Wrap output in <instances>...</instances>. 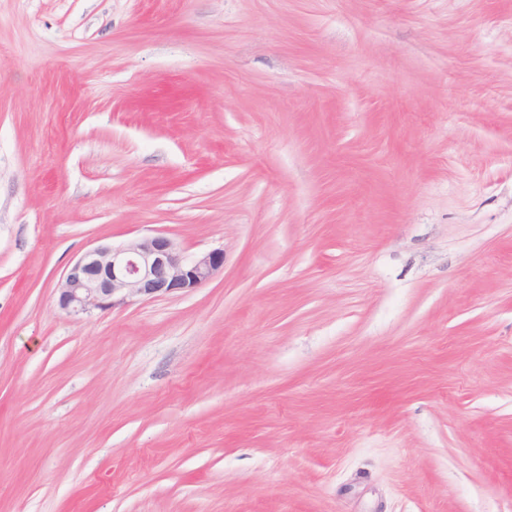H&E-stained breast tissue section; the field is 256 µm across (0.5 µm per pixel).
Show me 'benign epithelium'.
I'll list each match as a JSON object with an SVG mask.
<instances>
[{
    "label": "benign epithelium",
    "mask_w": 512,
    "mask_h": 512,
    "mask_svg": "<svg viewBox=\"0 0 512 512\" xmlns=\"http://www.w3.org/2000/svg\"><path fill=\"white\" fill-rule=\"evenodd\" d=\"M223 269L224 250L187 258L162 234L119 246L99 244L67 267L57 287V306L81 320L135 301L191 292Z\"/></svg>",
    "instance_id": "7a95c632"
}]
</instances>
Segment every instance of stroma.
<instances>
[{"mask_svg":"<svg viewBox=\"0 0 512 512\" xmlns=\"http://www.w3.org/2000/svg\"><path fill=\"white\" fill-rule=\"evenodd\" d=\"M0 512H512V0H0ZM223 269V250L187 258L171 238L162 234L119 246L99 244L67 267L57 287V306L81 320L95 311L194 291Z\"/></svg>","mask_w":512,"mask_h":512,"instance_id":"obj_1","label":"stroma"}]
</instances>
